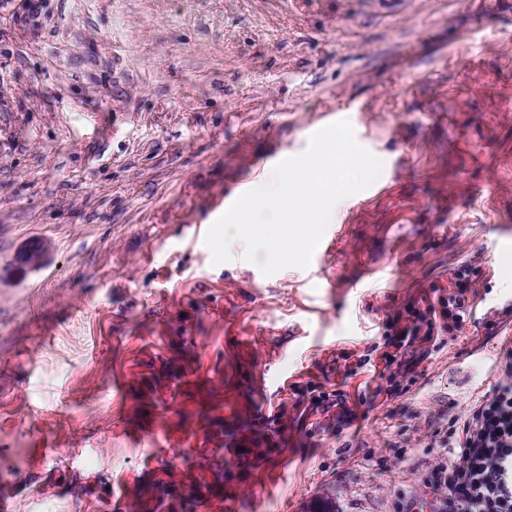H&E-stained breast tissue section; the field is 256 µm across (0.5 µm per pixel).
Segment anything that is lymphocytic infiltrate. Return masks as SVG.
I'll return each mask as SVG.
<instances>
[{"label": "lymphocytic infiltrate", "instance_id": "f902f5d3", "mask_svg": "<svg viewBox=\"0 0 512 512\" xmlns=\"http://www.w3.org/2000/svg\"><path fill=\"white\" fill-rule=\"evenodd\" d=\"M495 376L464 417L434 433L442 459L422 477L431 512H512V348Z\"/></svg>", "mask_w": 512, "mask_h": 512}]
</instances>
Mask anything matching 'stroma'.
Returning a JSON list of instances; mask_svg holds the SVG:
<instances>
[{"mask_svg":"<svg viewBox=\"0 0 512 512\" xmlns=\"http://www.w3.org/2000/svg\"><path fill=\"white\" fill-rule=\"evenodd\" d=\"M0 0V503L394 512L512 343V0ZM349 116L383 162L318 270L217 203ZM44 241L40 267L15 258ZM475 282L464 323L393 332ZM373 277H363V270ZM334 277L322 291L312 275ZM342 397L357 417L296 404Z\"/></svg>","mask_w":512,"mask_h":512,"instance_id":"35a3bbf8","label":"stroma"}]
</instances>
